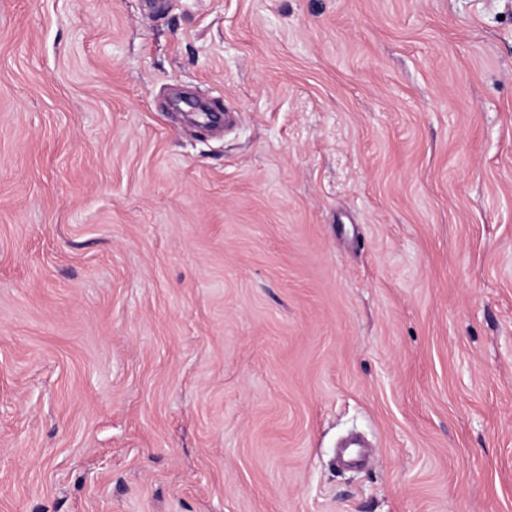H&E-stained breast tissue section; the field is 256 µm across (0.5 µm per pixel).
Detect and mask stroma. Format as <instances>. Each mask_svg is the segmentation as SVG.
I'll return each mask as SVG.
<instances>
[{"label":"stroma","mask_w":512,"mask_h":512,"mask_svg":"<svg viewBox=\"0 0 512 512\" xmlns=\"http://www.w3.org/2000/svg\"><path fill=\"white\" fill-rule=\"evenodd\" d=\"M168 3L0 0V512H512V0Z\"/></svg>","instance_id":"stroma-1"}]
</instances>
